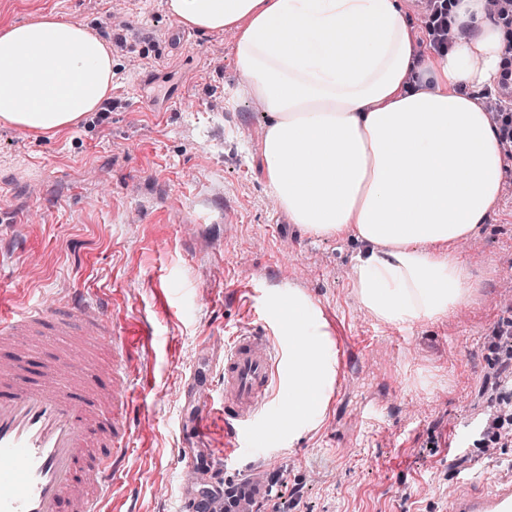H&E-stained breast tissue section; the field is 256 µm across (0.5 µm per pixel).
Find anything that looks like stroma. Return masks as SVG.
I'll use <instances>...</instances> for the list:
<instances>
[{
	"label": "stroma",
	"mask_w": 512,
	"mask_h": 512,
	"mask_svg": "<svg viewBox=\"0 0 512 512\" xmlns=\"http://www.w3.org/2000/svg\"><path fill=\"white\" fill-rule=\"evenodd\" d=\"M50 11L99 33L123 27L118 107L51 137L0 124V250L11 254L0 292L45 303L80 289L150 328L132 366L150 381L136 408L153 427L135 440L131 512H175L178 448L223 449L233 480L286 467L283 512H448L455 493L512 470V447L485 448L482 433L491 336L512 321L499 302L512 295V159L486 225L457 249L480 288L447 316L384 325L354 292L359 242L311 236L270 205L268 115L242 86L232 33L180 25L168 0H0V26ZM290 293L318 304L338 342L322 420L258 454L229 447L219 416L194 438L180 387L217 377L230 335ZM369 406L377 425L363 420Z\"/></svg>",
	"instance_id": "1"
}]
</instances>
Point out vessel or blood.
I'll return each instance as SVG.
<instances>
[{"label":"vessel or blood","instance_id":"vessel-or-blood-1","mask_svg":"<svg viewBox=\"0 0 512 512\" xmlns=\"http://www.w3.org/2000/svg\"><path fill=\"white\" fill-rule=\"evenodd\" d=\"M235 332L224 348L217 400L194 398L192 427L206 433L213 411L224 432L259 452L268 448L293 408L273 399L280 355L273 327ZM143 328L109 306L76 293L57 305L0 304V512H122L114 491L131 479L132 444L144 418L136 394L148 380L131 372ZM182 496L177 512H224L223 497L203 499L202 484L223 481L222 456L177 449ZM453 512H512V475L487 494L455 497Z\"/></svg>","mask_w":512,"mask_h":512}]
</instances>
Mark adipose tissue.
<instances>
[{
	"label": "adipose tissue",
	"instance_id": "1",
	"mask_svg": "<svg viewBox=\"0 0 512 512\" xmlns=\"http://www.w3.org/2000/svg\"><path fill=\"white\" fill-rule=\"evenodd\" d=\"M168 9L191 29L236 32L246 89L270 117L269 191L308 233L366 242L354 286L376 319L410 326L467 302L475 283L451 246L486 224L504 181L498 128L472 97L512 52L487 0H448L460 35L418 65L399 0H168ZM113 66L89 27L56 13L0 27V122L41 134L75 125L108 95ZM288 311L286 389L296 401L284 430L294 436L324 415L339 360L311 299L289 295Z\"/></svg>",
	"mask_w": 512,
	"mask_h": 512
}]
</instances>
